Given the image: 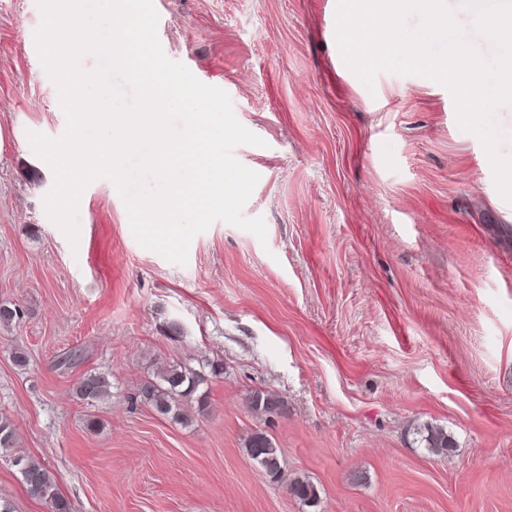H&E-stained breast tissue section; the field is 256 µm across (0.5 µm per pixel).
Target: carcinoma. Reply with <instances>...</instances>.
<instances>
[{"instance_id":"1","label":"carcinoma","mask_w":512,"mask_h":512,"mask_svg":"<svg viewBox=\"0 0 512 512\" xmlns=\"http://www.w3.org/2000/svg\"><path fill=\"white\" fill-rule=\"evenodd\" d=\"M224 374V365L210 364L209 372L197 370L187 364L167 363L150 378L142 381L137 388V398L153 407L162 415L172 418L189 419L185 408L196 403L198 411L206 408V394L199 392L208 376ZM111 383L107 377L96 373H85L76 386V397L93 402L110 394ZM252 409L258 413L272 414L281 408L280 398L269 390H256L250 396ZM424 448L434 454H442L452 447L448 433L437 427L426 426L419 431ZM15 429L12 422L0 417V451L8 452L14 446ZM245 452L266 475L274 476L284 470L282 452L272 440L262 432L252 434L246 441ZM23 476L28 492L42 502L47 512H71L69 501L59 492L54 475L34 459L18 455L10 456ZM288 491L293 497L314 506L319 494L315 485L306 478L296 476L289 479Z\"/></svg>"}]
</instances>
